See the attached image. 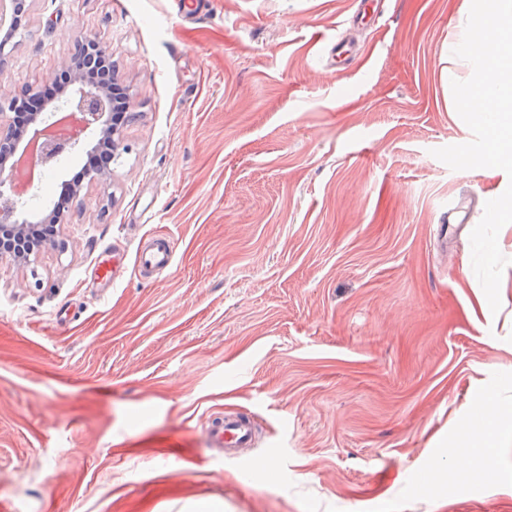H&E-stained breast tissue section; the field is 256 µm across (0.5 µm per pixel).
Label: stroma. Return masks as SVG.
<instances>
[{"instance_id":"35a3bbf8","label":"stroma","mask_w":512,"mask_h":512,"mask_svg":"<svg viewBox=\"0 0 512 512\" xmlns=\"http://www.w3.org/2000/svg\"><path fill=\"white\" fill-rule=\"evenodd\" d=\"M461 3L27 0L0 96L49 84L87 35L131 115L61 245L0 262V506L512 512V485L443 454L512 369V224L491 317L470 243L511 181L431 154L473 138L441 79ZM157 234L172 262L141 274ZM227 412L259 433L234 459L204 432Z\"/></svg>"}]
</instances>
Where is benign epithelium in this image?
<instances>
[{
  "instance_id": "1",
  "label": "benign epithelium",
  "mask_w": 512,
  "mask_h": 512,
  "mask_svg": "<svg viewBox=\"0 0 512 512\" xmlns=\"http://www.w3.org/2000/svg\"><path fill=\"white\" fill-rule=\"evenodd\" d=\"M35 92L33 86H23L7 98H0V262L3 260H28V255L17 254L3 246V241L13 237L22 239L31 234L40 223L55 216L50 211L39 220H31L23 212V197L34 181H17V166L9 164L17 156L32 172H44L55 167L61 159L79 148L97 149L108 139L112 150L123 147L118 130L109 127V98L105 89L93 82L76 78L70 82V90L63 100L54 104L48 112L35 113L32 126L16 130L8 113L26 104ZM67 113L71 130L64 138H56L51 132L60 124L58 114Z\"/></svg>"
}]
</instances>
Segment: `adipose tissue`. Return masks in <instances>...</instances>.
Wrapping results in <instances>:
<instances>
[{
    "mask_svg": "<svg viewBox=\"0 0 512 512\" xmlns=\"http://www.w3.org/2000/svg\"><path fill=\"white\" fill-rule=\"evenodd\" d=\"M512 446V401L487 390L474 408V424L448 449L460 472L479 471L487 485L501 483L503 471L497 464L500 449Z\"/></svg>",
    "mask_w": 512,
    "mask_h": 512,
    "instance_id": "adipose-tissue-1",
    "label": "adipose tissue"
}]
</instances>
